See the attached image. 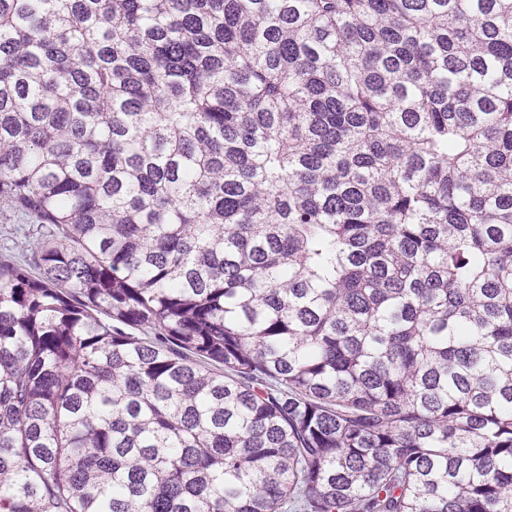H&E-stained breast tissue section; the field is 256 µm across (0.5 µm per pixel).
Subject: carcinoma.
I'll return each mask as SVG.
<instances>
[{"instance_id": "1", "label": "carcinoma", "mask_w": 512, "mask_h": 512, "mask_svg": "<svg viewBox=\"0 0 512 512\" xmlns=\"http://www.w3.org/2000/svg\"><path fill=\"white\" fill-rule=\"evenodd\" d=\"M0 512H512V0H0ZM39 226L34 217L0 204V260L29 258L26 246L38 236Z\"/></svg>"}]
</instances>
